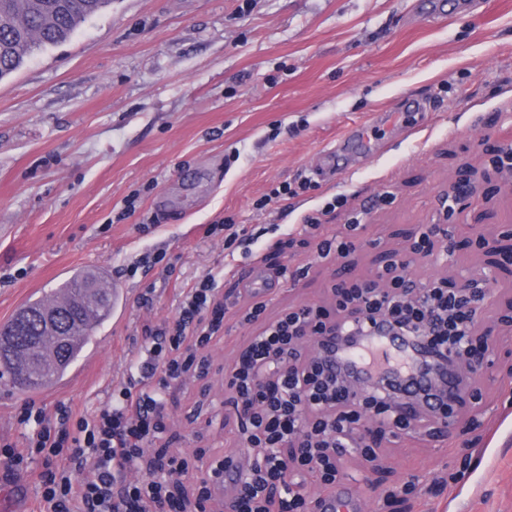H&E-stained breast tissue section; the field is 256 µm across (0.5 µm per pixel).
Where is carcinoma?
Returning <instances> with one entry per match:
<instances>
[{"instance_id": "carcinoma-1", "label": "carcinoma", "mask_w": 512, "mask_h": 512, "mask_svg": "<svg viewBox=\"0 0 512 512\" xmlns=\"http://www.w3.org/2000/svg\"><path fill=\"white\" fill-rule=\"evenodd\" d=\"M112 0H0V79L15 72L34 50L58 44L89 16L108 7ZM55 290L61 300L48 302L32 297L0 326V378L22 379L28 391L46 388L56 374L86 357L74 338L77 327L103 325L112 315V288L93 269H80L59 280ZM68 308L60 322L65 342L46 336L41 325L47 306ZM41 342L29 352L28 344Z\"/></svg>"}]
</instances>
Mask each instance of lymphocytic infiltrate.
Wrapping results in <instances>:
<instances>
[{
  "label": "lymphocytic infiltrate",
  "mask_w": 512,
  "mask_h": 512,
  "mask_svg": "<svg viewBox=\"0 0 512 512\" xmlns=\"http://www.w3.org/2000/svg\"><path fill=\"white\" fill-rule=\"evenodd\" d=\"M408 268L401 259L374 280L340 276L328 306L303 304L272 320L265 303L247 309L244 322L258 330L233 361L224 401L241 455L222 457L195 483L187 481L194 462L162 440L170 389H197L191 423L209 392L211 348L224 322L221 277L210 272L186 289L174 320L144 326L141 349L107 404L89 412L25 403L17 420L33 431L25 448L0 444V463L13 476L39 464L45 512H213V482L223 476V512H317L319 499L299 483L303 474L336 488L348 445L375 458L371 428L394 433L427 421L439 434L477 398L468 386L470 358L493 351V338L477 333L492 283L452 287L440 277L420 288ZM382 332L415 343L413 365L430 379L424 391L401 395L374 382L352 389L351 370L336 365L340 347ZM452 377L462 384L453 394Z\"/></svg>",
  "instance_id": "f902f5d3"
}]
</instances>
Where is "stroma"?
Here are the masks:
<instances>
[{
	"label": "stroma",
	"instance_id": "obj_1",
	"mask_svg": "<svg viewBox=\"0 0 512 512\" xmlns=\"http://www.w3.org/2000/svg\"><path fill=\"white\" fill-rule=\"evenodd\" d=\"M366 124L368 144L335 173L319 171ZM510 144L512 0H112L0 80V322L83 268L124 295L123 320L97 331L59 389L30 395L0 380V438L24 447L15 414L27 399L106 403L143 321L173 318L184 289L210 271L224 275V338L211 354L231 365L256 331L240 320L253 298L233 266L296 270L265 296L266 317L322 301L342 269L373 279L406 254L464 174L476 201L447 223L453 253L413 259L410 273L420 283L494 282L481 328L498 346L479 374L472 464L463 467L456 434L422 428L386 435L371 463L349 449L345 472L365 491L366 512H512V422L498 416L512 408V324L502 321L512 317V174L489 164ZM304 178L312 186L299 196L270 198ZM339 194L344 205L327 209ZM310 216L320 225L306 233ZM223 219L277 231L232 255L206 234ZM349 236L355 250L318 258L317 243ZM162 247L171 273L126 275ZM149 288L147 310L139 297ZM195 399L189 389L168 401L171 450L237 453L232 424L198 442L185 419ZM444 470L459 478L439 495L385 502L392 486Z\"/></svg>",
	"mask_w": 512,
	"mask_h": 512
}]
</instances>
